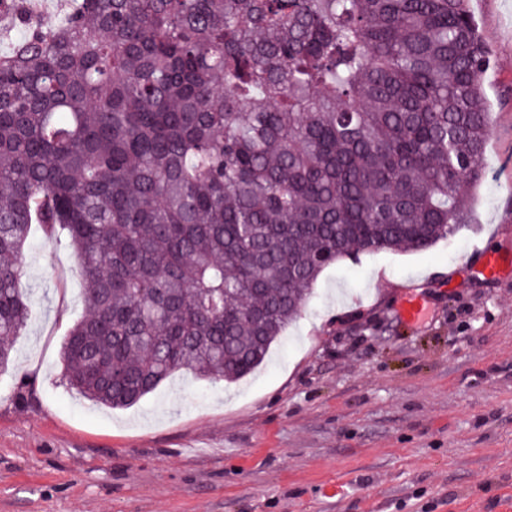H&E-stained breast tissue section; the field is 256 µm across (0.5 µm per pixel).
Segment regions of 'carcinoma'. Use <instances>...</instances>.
Masks as SVG:
<instances>
[{
	"label": "carcinoma",
	"mask_w": 512,
	"mask_h": 512,
	"mask_svg": "<svg viewBox=\"0 0 512 512\" xmlns=\"http://www.w3.org/2000/svg\"><path fill=\"white\" fill-rule=\"evenodd\" d=\"M0 53V369L32 317V225L85 283L70 386L236 383L322 271L469 223L492 127L468 0H73Z\"/></svg>",
	"instance_id": "obj_1"
}]
</instances>
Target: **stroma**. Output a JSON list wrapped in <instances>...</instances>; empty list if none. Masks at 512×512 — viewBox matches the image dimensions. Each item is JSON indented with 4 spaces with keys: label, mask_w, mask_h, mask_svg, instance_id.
<instances>
[{
    "label": "stroma",
    "mask_w": 512,
    "mask_h": 512,
    "mask_svg": "<svg viewBox=\"0 0 512 512\" xmlns=\"http://www.w3.org/2000/svg\"><path fill=\"white\" fill-rule=\"evenodd\" d=\"M491 64L471 222L419 253L326 268L265 362L227 385L180 371L108 409L61 360L84 313L67 238L32 229L34 318L0 370V512H501L512 503V0H470ZM428 302L414 324L404 295ZM478 265L481 275L495 279L509 269L511 260L509 256L499 252H485L479 257Z\"/></svg>",
    "instance_id": "obj_1"
}]
</instances>
